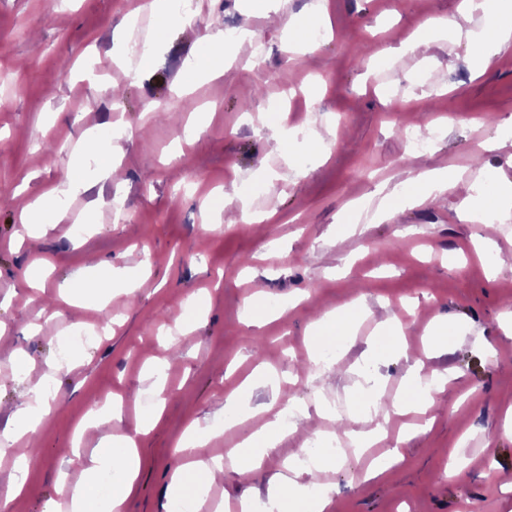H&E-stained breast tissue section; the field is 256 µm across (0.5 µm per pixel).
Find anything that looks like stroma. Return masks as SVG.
I'll list each match as a JSON object with an SVG mask.
<instances>
[{
  "instance_id": "obj_1",
  "label": "stroma",
  "mask_w": 512,
  "mask_h": 512,
  "mask_svg": "<svg viewBox=\"0 0 512 512\" xmlns=\"http://www.w3.org/2000/svg\"><path fill=\"white\" fill-rule=\"evenodd\" d=\"M460 2L327 0L316 50L297 56L286 50L289 11L199 0L192 23L170 28L150 65L93 83L86 71L128 52L133 0H0V433L28 383L50 379V414L33 438L37 456L15 512H42L58 482L80 483L109 433L141 448L128 512H172L169 485L188 425L217 432L218 454L259 428L266 406L290 401L305 418L265 456L256 483L230 466L203 482L209 502L226 510L271 477L309 482L310 470H289L288 459L332 428L325 404L345 403L349 427L373 430L365 396L386 406L407 399L418 361L452 377L425 416L390 417L385 442L399 444L402 460L374 478L363 453L322 471L334 488L325 512H512V436L503 433L512 337L499 325L512 312V263L495 266L480 247L482 225L459 220L460 189L394 202L375 218L385 194L426 169L512 182V151L471 144L475 130L489 141L512 124V46L476 74L465 33L481 18L461 15ZM445 17L462 36L409 50L428 21ZM228 20L263 43L262 65L249 67L243 44L225 40L237 66L175 96L184 62L202 57ZM245 100L250 110H241ZM272 111L287 138L266 123ZM419 124L434 136L415 152L400 130ZM109 130L112 180L99 181L96 155L85 152L79 174L90 190L65 199L68 223L28 234L19 222L25 202L68 171L82 134ZM217 195L226 206L213 205ZM245 207L260 223H242ZM108 263L139 275L138 289L63 307L65 284ZM28 268L41 290L22 280ZM254 294L270 316L250 326L244 310ZM356 301L364 312L354 338L322 330L339 355L308 372L312 320ZM280 308L284 316L274 317ZM104 313L111 322L101 336L60 353L61 336ZM437 318L450 326L448 345L429 354L422 336ZM390 322L400 324L407 355L390 351ZM255 336L263 355L252 351ZM19 351L31 359L22 373ZM265 366L276 385L239 394ZM154 375L164 383L163 411L145 433ZM235 394L244 420L226 430L224 405ZM458 458L461 475H449Z\"/></svg>"
}]
</instances>
